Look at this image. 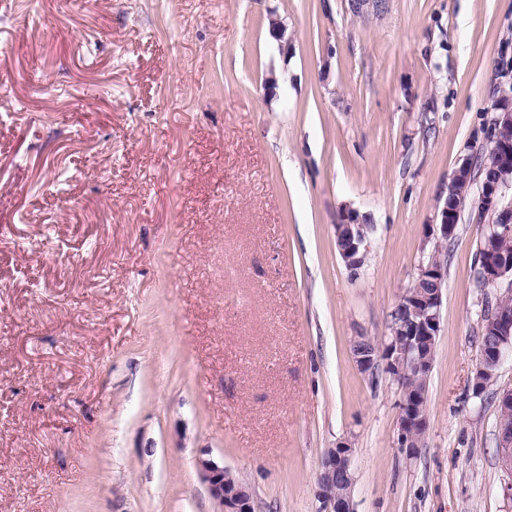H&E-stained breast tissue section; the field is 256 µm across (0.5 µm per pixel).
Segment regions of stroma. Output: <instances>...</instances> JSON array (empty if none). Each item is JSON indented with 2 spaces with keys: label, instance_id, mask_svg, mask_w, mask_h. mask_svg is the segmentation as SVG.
<instances>
[{
  "label": "stroma",
  "instance_id": "stroma-1",
  "mask_svg": "<svg viewBox=\"0 0 512 512\" xmlns=\"http://www.w3.org/2000/svg\"><path fill=\"white\" fill-rule=\"evenodd\" d=\"M1 84L0 512H220L205 454L254 512H318L340 442L355 512H512V360L472 390L492 217L427 231L512 85V0H0ZM436 252L408 456L399 387L351 348ZM357 221L355 215L346 213L336 226L337 234L345 237L346 246L341 249V255L350 266H356L361 262L359 252L365 240L364 225ZM425 409V397L408 399L402 395L400 417L397 431V445L403 453L410 456L414 453L413 423Z\"/></svg>",
  "mask_w": 512,
  "mask_h": 512
}]
</instances>
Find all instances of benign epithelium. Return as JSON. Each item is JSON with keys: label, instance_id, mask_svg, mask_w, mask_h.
<instances>
[{"label": "benign epithelium", "instance_id": "1", "mask_svg": "<svg viewBox=\"0 0 512 512\" xmlns=\"http://www.w3.org/2000/svg\"><path fill=\"white\" fill-rule=\"evenodd\" d=\"M496 116L488 141L494 143L490 165L496 169L512 172V138L501 133L512 129V89H501L494 103ZM480 181V192L471 198V189L475 181ZM512 187V182L499 178L490 180L476 171L474 159L469 158L452 174L448 182L449 204L440 210V223L428 225L430 235L448 241L455 235L462 207L473 201L484 213L493 216L490 224L493 237H512V201L504 202L503 189ZM364 225L354 215L346 213L336 225L337 234L344 237L345 248L341 255L350 266L361 262L360 247L364 243ZM488 255L474 268L477 277L486 288H499L501 296L512 295V256H506L493 249H487ZM447 265L439 255L432 256L426 265L418 270L415 289H407L398 308L405 312V321L392 331L395 340L386 348L377 351L374 340L365 336L363 348L354 353L356 363L364 372L380 367L384 373L395 378L407 365H419L421 359L414 355L422 344L430 345L440 330V308L442 288L446 278ZM489 334L491 339L481 347L472 381L474 391L478 392L483 384L482 376H493L502 361L512 358V312L501 307V301L490 307ZM425 409V399L402 397L397 431V445L403 453H414L413 423ZM354 449L345 442L327 450L321 462L318 474V498L322 503V512H354L352 489ZM198 471L207 484L211 497L222 507V512H254L252 495L249 488L236 480L231 473L218 462L202 458L198 461Z\"/></svg>", "mask_w": 512, "mask_h": 512}]
</instances>
